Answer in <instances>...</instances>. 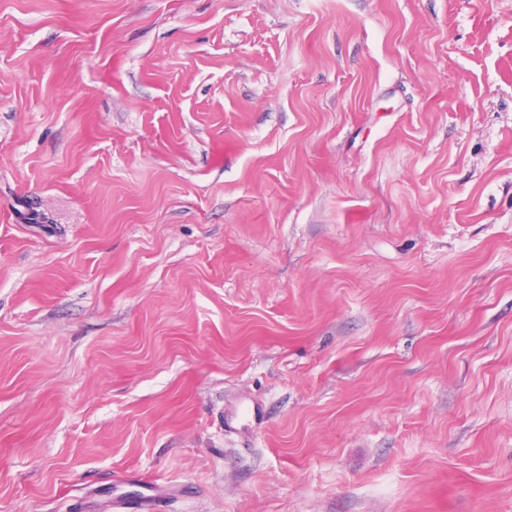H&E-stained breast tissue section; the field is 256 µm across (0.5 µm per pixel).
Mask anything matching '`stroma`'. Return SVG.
Wrapping results in <instances>:
<instances>
[{"mask_svg": "<svg viewBox=\"0 0 512 512\" xmlns=\"http://www.w3.org/2000/svg\"><path fill=\"white\" fill-rule=\"evenodd\" d=\"M150 481L512 512V0H0V512Z\"/></svg>", "mask_w": 512, "mask_h": 512, "instance_id": "1", "label": "stroma"}]
</instances>
